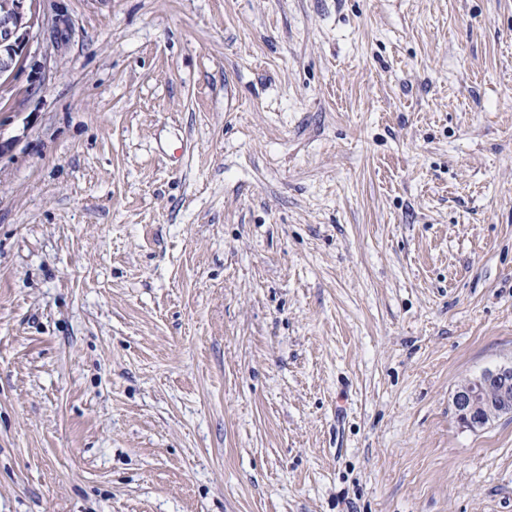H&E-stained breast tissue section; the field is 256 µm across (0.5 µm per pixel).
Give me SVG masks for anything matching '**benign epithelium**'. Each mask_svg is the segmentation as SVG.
<instances>
[{"label": "benign epithelium", "instance_id": "7a95c632", "mask_svg": "<svg viewBox=\"0 0 512 512\" xmlns=\"http://www.w3.org/2000/svg\"><path fill=\"white\" fill-rule=\"evenodd\" d=\"M43 25L40 0H0V90L27 64L36 79H41V66L28 59L30 44ZM452 407L457 418L468 422L476 408L488 409L489 420L474 424L476 429H483L501 417H512V364L486 370L458 386L452 396Z\"/></svg>", "mask_w": 512, "mask_h": 512}]
</instances>
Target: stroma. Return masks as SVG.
Instances as JSON below:
<instances>
[{
  "label": "stroma",
  "instance_id": "stroma-1",
  "mask_svg": "<svg viewBox=\"0 0 512 512\" xmlns=\"http://www.w3.org/2000/svg\"><path fill=\"white\" fill-rule=\"evenodd\" d=\"M0 91V512H512V0H42ZM494 387L495 398H488L486 391ZM454 414L462 421L471 422L476 408L489 410L488 421L474 424V429H483L501 417H512V364L489 369L468 383L459 385L452 396Z\"/></svg>",
  "mask_w": 512,
  "mask_h": 512
}]
</instances>
